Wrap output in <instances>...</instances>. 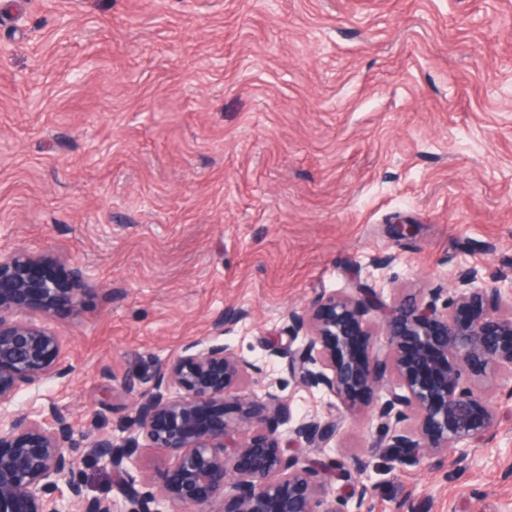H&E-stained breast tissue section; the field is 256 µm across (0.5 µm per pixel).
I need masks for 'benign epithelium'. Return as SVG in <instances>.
Segmentation results:
<instances>
[{"label": "benign epithelium", "instance_id": "benign-epithelium-1", "mask_svg": "<svg viewBox=\"0 0 512 512\" xmlns=\"http://www.w3.org/2000/svg\"><path fill=\"white\" fill-rule=\"evenodd\" d=\"M42 264L0 251V512H210L217 503L220 512H361L369 487L359 461L309 463L287 454L290 442L327 453L344 416L293 417L266 363L230 352L218 336L191 340L158 363L120 435L84 436L88 454L119 477V495L88 496L71 452L72 414L53 401L15 410L21 391L37 393L71 373L65 337L47 320L75 310L78 289L59 287L39 272ZM502 305L512 309V276L487 282L465 268L447 298L435 288L427 300L391 308L383 350L370 332L377 294H322L288 313L287 343L268 352L286 360L296 384L350 411L355 392L383 387L393 371L396 386L375 416L392 433L399 463L417 466L423 452L448 449L463 460L475 439L496 437L497 400L470 379L490 371L512 377V314H500ZM228 396L238 401L244 435L221 412ZM269 419L285 433L264 428ZM149 448L174 465L143 481L141 491L132 472ZM327 467L350 481L347 495H336L322 473Z\"/></svg>", "mask_w": 512, "mask_h": 512}]
</instances>
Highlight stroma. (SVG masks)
<instances>
[{
    "mask_svg": "<svg viewBox=\"0 0 512 512\" xmlns=\"http://www.w3.org/2000/svg\"><path fill=\"white\" fill-rule=\"evenodd\" d=\"M1 248L93 279L49 320L72 374L40 393L74 416L87 494L115 495L83 434L117 433L227 310L225 346L262 360L319 295L512 275V0H0ZM271 367L293 414L325 412ZM385 397L358 394L333 443L363 512H512V400L466 461L410 467Z\"/></svg>",
    "mask_w": 512,
    "mask_h": 512,
    "instance_id": "1",
    "label": "stroma"
}]
</instances>
